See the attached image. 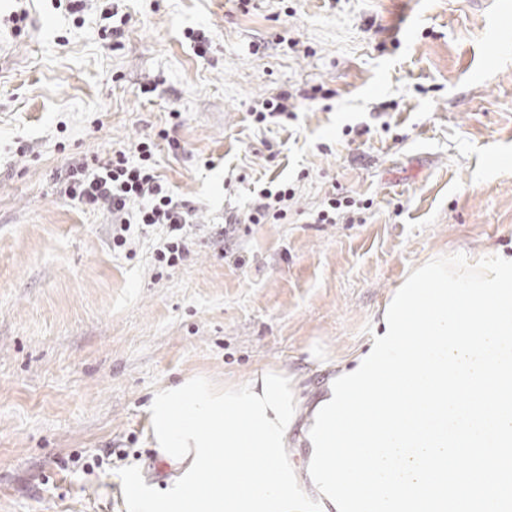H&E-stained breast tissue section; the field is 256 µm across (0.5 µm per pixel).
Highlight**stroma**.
I'll list each match as a JSON object with an SVG mask.
<instances>
[{
	"instance_id": "1",
	"label": "stroma",
	"mask_w": 512,
	"mask_h": 512,
	"mask_svg": "<svg viewBox=\"0 0 512 512\" xmlns=\"http://www.w3.org/2000/svg\"><path fill=\"white\" fill-rule=\"evenodd\" d=\"M114 6L116 47L99 35ZM313 85L326 97L297 120L253 123ZM164 128L180 147L159 171L199 219L157 279L146 241L113 250L110 217L55 182ZM273 181L296 184L297 211L240 233L236 265L215 227ZM331 190L373 205L311 223ZM496 250L512 251V0H0V512H129L139 479L165 493L164 387L267 363L315 399L330 373L311 352H356L412 267ZM107 448L127 456L86 474ZM297 99V95L290 92L277 94L262 103L261 109L252 110L250 116L257 124L280 123L281 120H294L296 113L288 108V101Z\"/></svg>"
}]
</instances>
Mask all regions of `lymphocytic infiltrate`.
<instances>
[{
	"mask_svg": "<svg viewBox=\"0 0 512 512\" xmlns=\"http://www.w3.org/2000/svg\"><path fill=\"white\" fill-rule=\"evenodd\" d=\"M168 137L163 129L157 137H143L129 148L113 151L96 167L70 166L60 188L66 200L111 216L113 247L125 248L135 232L151 238L152 266L159 276L188 257V229L197 215L196 207L176 196L158 171V142ZM296 195L295 186L287 182L261 189L246 213L225 216L217 237L228 242L237 237L242 225L286 221Z\"/></svg>",
	"mask_w": 512,
	"mask_h": 512,
	"instance_id": "obj_1",
	"label": "lymphocytic infiltrate"
}]
</instances>
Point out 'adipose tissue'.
<instances>
[{
  "label": "adipose tissue",
  "mask_w": 512,
  "mask_h": 512,
  "mask_svg": "<svg viewBox=\"0 0 512 512\" xmlns=\"http://www.w3.org/2000/svg\"><path fill=\"white\" fill-rule=\"evenodd\" d=\"M288 369L258 365L246 383L187 380L153 400L152 434L177 470L169 496L127 489L135 512H337L310 496L307 466L289 455L309 447L315 405ZM299 439H292V431Z\"/></svg>",
  "instance_id": "adipose-tissue-1"
}]
</instances>
